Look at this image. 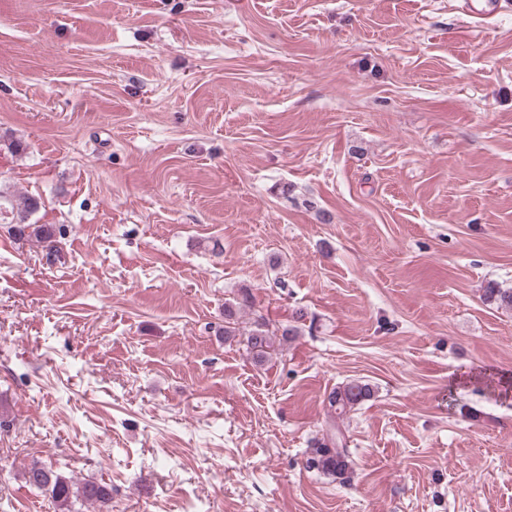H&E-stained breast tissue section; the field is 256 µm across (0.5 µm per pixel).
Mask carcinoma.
<instances>
[{
  "label": "carcinoma",
  "instance_id": "cac0c4a2",
  "mask_svg": "<svg viewBox=\"0 0 512 512\" xmlns=\"http://www.w3.org/2000/svg\"><path fill=\"white\" fill-rule=\"evenodd\" d=\"M40 207V199L34 196L24 198L17 208L11 210V223L14 224V230L19 236L29 234L45 243L51 250L54 247L52 230L42 224L28 223L29 216ZM484 299L501 308L512 310V288H501L496 283H490L484 288ZM251 306L253 295L247 288L241 289L239 301L224 304V339H233L242 334L237 327L236 316L241 308ZM303 317L302 310L295 311L293 323L283 325L277 331L270 330L269 324L261 317L254 320L250 329L242 334L246 336V345L250 353L261 362L275 350L276 344L296 339L300 335L297 322ZM373 395V386L361 380H351L329 392V428L306 452L304 466L307 470L317 471L342 483L350 481L353 474L351 451L339 421ZM25 479L31 487L40 491L44 490L45 486H50V497L61 512H71L72 504L78 500L105 504L112 497V488L103 482L85 481L77 484L53 469L37 464L27 470Z\"/></svg>",
  "mask_w": 512,
  "mask_h": 512
}]
</instances>
